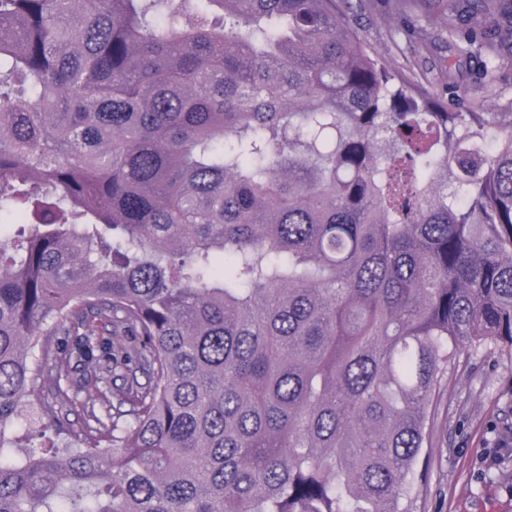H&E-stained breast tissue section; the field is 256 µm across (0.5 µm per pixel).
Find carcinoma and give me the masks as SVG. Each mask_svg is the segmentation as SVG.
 Listing matches in <instances>:
<instances>
[{
    "mask_svg": "<svg viewBox=\"0 0 512 512\" xmlns=\"http://www.w3.org/2000/svg\"><path fill=\"white\" fill-rule=\"evenodd\" d=\"M389 3L512 49V0ZM369 7L0 0V512H412L454 348L512 347V106ZM39 382L70 443L14 463ZM362 33L369 43L388 63L418 73L421 70H431L434 63L441 60L455 62L460 60L463 66L457 79V86L448 91V104L456 107L458 104H480L491 98L501 107H507L512 102V54L503 53L497 57L495 80L487 84L483 78L486 58H467L461 55L458 41L455 42L446 35L434 32L428 44V50L422 55H414L405 42H393L389 37L391 19L386 1L375 0L372 9L359 20Z\"/></svg>",
    "mask_w": 512,
    "mask_h": 512,
    "instance_id": "obj_1",
    "label": "carcinoma"
}]
</instances>
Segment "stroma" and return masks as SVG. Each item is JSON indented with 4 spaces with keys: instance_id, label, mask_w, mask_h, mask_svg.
I'll return each mask as SVG.
<instances>
[{
    "instance_id": "stroma-1",
    "label": "stroma",
    "mask_w": 512,
    "mask_h": 512,
    "mask_svg": "<svg viewBox=\"0 0 512 512\" xmlns=\"http://www.w3.org/2000/svg\"><path fill=\"white\" fill-rule=\"evenodd\" d=\"M390 26L385 0H374L360 28L369 45L396 67L414 73L430 70L437 85L441 74L434 71L435 62L462 61L457 85L447 94L450 105L487 99L503 107L512 104V54L495 59V80L489 83L483 77L484 58L462 57L458 42L435 32L425 53L416 55L406 43L390 39ZM510 416L512 348L502 344L487 351H457L437 404L429 475L418 485L413 512H512V426L506 423ZM13 433V458L27 448H48L62 441L31 404Z\"/></svg>"
}]
</instances>
